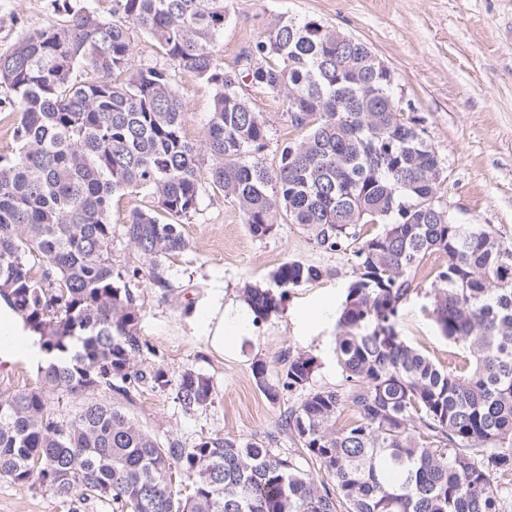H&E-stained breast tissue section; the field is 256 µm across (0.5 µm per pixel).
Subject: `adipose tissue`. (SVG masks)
Instances as JSON below:
<instances>
[{"instance_id": "adipose-tissue-1", "label": "adipose tissue", "mask_w": 512, "mask_h": 512, "mask_svg": "<svg viewBox=\"0 0 512 512\" xmlns=\"http://www.w3.org/2000/svg\"><path fill=\"white\" fill-rule=\"evenodd\" d=\"M204 340L216 353H223L225 344L238 343L247 336L252 312L245 306H228L224 293L214 289L205 303L193 313ZM25 361L33 366L46 365L49 357L40 346V337L29 329L4 299L0 298V363Z\"/></svg>"}]
</instances>
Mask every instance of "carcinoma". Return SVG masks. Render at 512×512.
I'll list each match as a JSON object with an SVG mask.
<instances>
[{
    "label": "carcinoma",
    "mask_w": 512,
    "mask_h": 512,
    "mask_svg": "<svg viewBox=\"0 0 512 512\" xmlns=\"http://www.w3.org/2000/svg\"><path fill=\"white\" fill-rule=\"evenodd\" d=\"M66 16L0 54V112L15 113L17 148L0 155V295L53 356L38 386L0 396V478L115 512H506L512 494V242L489 225L431 209L443 159L420 119L397 111L371 50L314 20L280 17L224 70L226 0H114L105 18L51 0ZM165 59L132 68L134 34ZM190 72L213 90L208 130L186 136L175 81ZM283 98L301 136L277 146L241 82ZM232 199L255 237L278 217L325 251L350 252L357 278L336 325L342 380L313 383L317 361L282 356L252 373L265 396L297 392L277 435L203 436L185 448L146 431L118 403L144 383L190 414L213 383L146 364L141 307L130 284L142 269L112 259V202L152 200L122 228L168 291L165 262L187 250L182 221L204 186ZM379 225L367 234L363 227ZM439 255L433 315L448 365L405 341L400 309L423 261ZM40 273H33L34 267ZM298 261L272 274L279 293L241 288L255 319L280 311L287 289L320 279ZM69 404L62 418L54 406Z\"/></svg>",
    "instance_id": "cac0c4a2"
}]
</instances>
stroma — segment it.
<instances>
[{
	"label": "stroma",
	"instance_id": "35a3bbf8",
	"mask_svg": "<svg viewBox=\"0 0 512 512\" xmlns=\"http://www.w3.org/2000/svg\"><path fill=\"white\" fill-rule=\"evenodd\" d=\"M280 15L314 19L364 42L394 76V94L405 111L424 122L428 140L443 159L438 195L460 224H489L512 240V0H227L222 55L232 69L238 55L266 37ZM50 0H0V52L24 33L62 23ZM186 102L185 132L203 139L210 119L212 90L193 74L175 76ZM255 111L272 125V138H296L282 99L243 82L240 88ZM142 194H127L112 205V258L136 266V249L120 235L131 211L150 206ZM276 232L254 237L237 205L222 191L207 190L198 214L182 231L189 248L165 263L168 293L140 280L134 286L141 305L140 334L151 363L178 376L187 368L211 377L210 405L183 414L171 394L147 386L134 391L130 412L144 429L191 445L205 435L247 438L277 432L298 394L280 392L266 398L257 387L252 365L263 361L279 372L287 350L316 358L314 382L333 387L341 379L335 322L314 313L323 299L344 302L356 277L348 254L328 252L310 241L298 225L279 218ZM314 265L324 275L289 289L284 307L252 324L247 337L214 352L189 318L211 289L224 291L228 302L241 303L240 289L252 282L272 287L271 275L282 263ZM436 257H428L415 277V290L403 304L399 330L433 359L447 361L450 345L433 316L431 288ZM69 501L29 485L0 478V512H70Z\"/></svg>",
	"mask_w": 512,
	"mask_h": 512
}]
</instances>
